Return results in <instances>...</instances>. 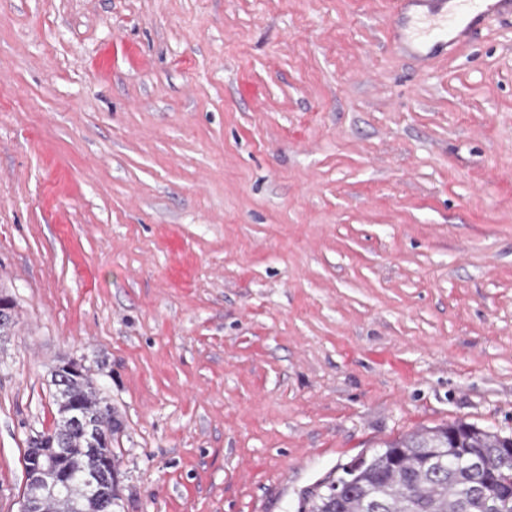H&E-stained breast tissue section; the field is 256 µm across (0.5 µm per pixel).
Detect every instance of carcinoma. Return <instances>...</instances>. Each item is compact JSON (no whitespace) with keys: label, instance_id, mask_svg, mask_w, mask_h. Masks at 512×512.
<instances>
[{"label":"carcinoma","instance_id":"carcinoma-1","mask_svg":"<svg viewBox=\"0 0 512 512\" xmlns=\"http://www.w3.org/2000/svg\"><path fill=\"white\" fill-rule=\"evenodd\" d=\"M57 418L54 428L41 433L57 450L55 458L72 470H97L102 483L112 484L118 500L117 471L104 469L106 459L117 462L111 448L112 431L101 428L100 448H88L83 430L70 418L80 405L94 413L100 406L88 375H54ZM512 436L465 422L413 431L384 443L381 450L360 454L309 488L298 512H512ZM482 460L480 469L435 466L432 457ZM26 489L41 503L40 512H110L100 496L84 486L61 487L51 479Z\"/></svg>","mask_w":512,"mask_h":512}]
</instances>
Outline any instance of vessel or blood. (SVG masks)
Returning a JSON list of instances; mask_svg holds the SVG:
<instances>
[{
  "instance_id": "vessel-or-blood-1",
  "label": "vessel or blood",
  "mask_w": 512,
  "mask_h": 512,
  "mask_svg": "<svg viewBox=\"0 0 512 512\" xmlns=\"http://www.w3.org/2000/svg\"><path fill=\"white\" fill-rule=\"evenodd\" d=\"M460 9L449 13L448 0H394L393 29L394 42H402L404 34L401 26L404 18L412 11L425 12L427 24L422 31V39L414 49L421 64H429L433 59L448 54L458 43L482 24L485 17L512 16V0H458Z\"/></svg>"
}]
</instances>
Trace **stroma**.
<instances>
[{"label": "stroma", "instance_id": "stroma-1", "mask_svg": "<svg viewBox=\"0 0 512 512\" xmlns=\"http://www.w3.org/2000/svg\"><path fill=\"white\" fill-rule=\"evenodd\" d=\"M392 0H0V512L52 374L114 512H295L422 427L512 433V16L423 68Z\"/></svg>", "mask_w": 512, "mask_h": 512}]
</instances>
